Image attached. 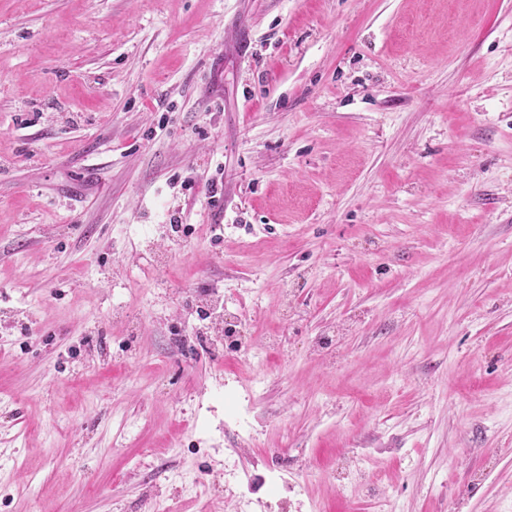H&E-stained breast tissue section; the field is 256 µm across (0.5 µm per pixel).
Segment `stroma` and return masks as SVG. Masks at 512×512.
Listing matches in <instances>:
<instances>
[{
    "label": "stroma",
    "mask_w": 512,
    "mask_h": 512,
    "mask_svg": "<svg viewBox=\"0 0 512 512\" xmlns=\"http://www.w3.org/2000/svg\"><path fill=\"white\" fill-rule=\"evenodd\" d=\"M0 512H512V0H0Z\"/></svg>",
    "instance_id": "35a3bbf8"
}]
</instances>
